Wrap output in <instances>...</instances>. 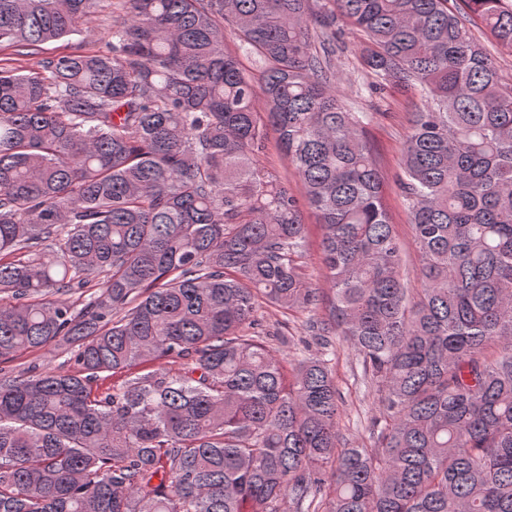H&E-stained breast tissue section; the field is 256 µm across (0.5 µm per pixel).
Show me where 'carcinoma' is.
Here are the masks:
<instances>
[{"mask_svg":"<svg viewBox=\"0 0 512 512\" xmlns=\"http://www.w3.org/2000/svg\"><path fill=\"white\" fill-rule=\"evenodd\" d=\"M118 0L105 49L0 67V512H512V0ZM95 0H0V46L82 31ZM229 24L259 77L224 50ZM363 37L381 82L420 87L400 189L419 288L382 201L368 116L333 84ZM264 99L318 213L260 166ZM324 351L266 344L263 307ZM380 403L348 446L332 337ZM180 360L99 390L103 373ZM472 35L482 42L498 66L503 81L512 84V53L500 47L482 27H470ZM260 165L282 181H288L295 195L300 200V215L303 224H307L308 233L303 248V269L307 281L313 288H325L329 296L324 279L321 253V229L317 212L311 208L303 198V189L298 175L288 158L279 146L277 135L271 127L268 128L265 147L258 154ZM6 369L13 372L15 375L25 373L32 367L36 366L39 370L73 369V363H67V357L58 352L54 347H46L41 350L23 353L7 364H3Z\"/></svg>","mask_w":512,"mask_h":512,"instance_id":"carcinoma-1","label":"carcinoma"}]
</instances>
